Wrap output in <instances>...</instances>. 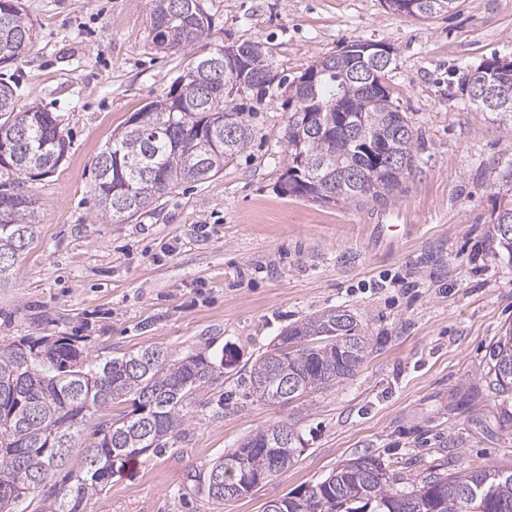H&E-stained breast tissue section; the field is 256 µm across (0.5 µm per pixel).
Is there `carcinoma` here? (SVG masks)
<instances>
[{"label":"carcinoma","instance_id":"carcinoma-1","mask_svg":"<svg viewBox=\"0 0 512 512\" xmlns=\"http://www.w3.org/2000/svg\"><path fill=\"white\" fill-rule=\"evenodd\" d=\"M405 15L430 18L457 8L458 0H412ZM152 43L160 50H189L212 30V16L201 0H150ZM35 39V27L22 0H0V69L21 60ZM357 43L323 56L287 81L265 80L271 70L259 42L238 48L249 58L235 75L198 82L203 57L193 56L183 74L160 100L141 108L149 124L126 122L97 155L95 166L110 157V173L95 183L100 211L127 221L185 183L208 181L223 173L249 147L254 129L233 97L262 101L284 94L286 173L282 191L322 203H386L402 191L416 170L422 150L405 113L389 89L386 68L369 69ZM506 87L508 97L489 111L492 121L512 131V60L492 57L468 72L459 85L471 96L475 83ZM61 121L38 107L22 104L13 86L0 78V138L11 152L0 168L16 176L15 203L0 210V255L6 272L23 255L40 223L38 201L23 191L22 178L53 171L70 143ZM221 146L218 155L207 145ZM208 160L207 176L192 172L199 157ZM505 202L491 216L501 252L512 262V165L498 173ZM315 336L321 343L297 352L283 350L288 335ZM370 337L347 310L325 309L289 326L272 349L253 362L250 395L267 404H290L354 376L362 366ZM489 387L512 394V326L492 345ZM288 371L296 389L279 391V375ZM220 378L216 362L202 354L175 359L158 346H145L121 357L94 355L70 336H20L0 339V512H16L19 503L38 497L43 512H81L84 500L111 481L114 466L166 447L185 423L184 409L197 393ZM132 402V409L97 420L98 412ZM297 420L290 416L262 427L228 450L207 470L208 496L218 502L252 491L217 494L211 475L224 483H242V472L263 480L286 471L299 452ZM80 448L75 485L54 481L72 449ZM380 460L363 455L332 470L321 481L287 493L277 512H512V469H478L463 475L436 474L410 491Z\"/></svg>","mask_w":512,"mask_h":512}]
</instances>
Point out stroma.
<instances>
[{"label": "stroma", "mask_w": 512, "mask_h": 512, "mask_svg": "<svg viewBox=\"0 0 512 512\" xmlns=\"http://www.w3.org/2000/svg\"><path fill=\"white\" fill-rule=\"evenodd\" d=\"M37 38L12 74L25 103L60 116L71 148L25 191L41 207L35 239L0 277V337L73 336L120 357L148 345L224 359L166 447L116 466L84 512H262L360 454L401 486L436 472L512 467V397L488 388L491 344L512 325V263L490 216L512 134L457 83L512 57V0H459L428 19L383 0H202L207 44L262 43L295 77L354 39L395 54L390 88L423 144L386 204L326 205L282 192L288 111L238 105L255 129L219 177L113 222L94 195V161L113 132L162 98L191 55L157 50L149 0H23ZM392 224V237L378 225ZM349 310L372 338L352 378L305 397L300 453L247 496L218 502L200 481L228 449L285 418L249 397L254 359L289 324Z\"/></svg>", "instance_id": "35a3bbf8"}]
</instances>
